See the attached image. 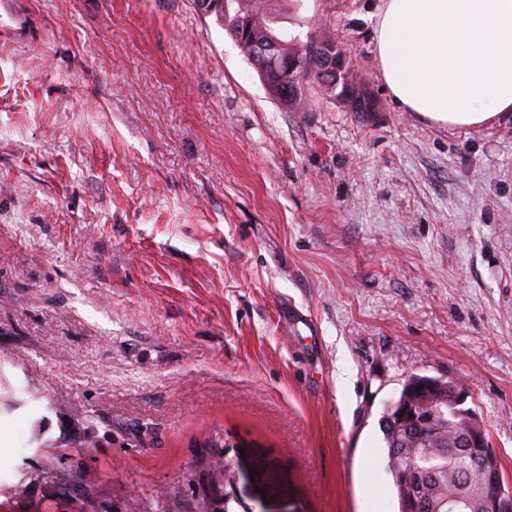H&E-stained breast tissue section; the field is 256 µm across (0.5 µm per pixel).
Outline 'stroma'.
<instances>
[{
	"label": "stroma",
	"instance_id": "stroma-1",
	"mask_svg": "<svg viewBox=\"0 0 512 512\" xmlns=\"http://www.w3.org/2000/svg\"><path fill=\"white\" fill-rule=\"evenodd\" d=\"M380 0H269L378 101L287 112L193 0H0V503L398 512L379 420L470 388L512 484V118L401 109ZM221 485L218 481H215L208 485L202 492L200 499L194 506L195 512H230V510H224L225 505L229 501V497L226 493L220 491Z\"/></svg>",
	"mask_w": 512,
	"mask_h": 512
}]
</instances>
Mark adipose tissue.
Returning <instances> with one entry per match:
<instances>
[{
  "mask_svg": "<svg viewBox=\"0 0 512 512\" xmlns=\"http://www.w3.org/2000/svg\"><path fill=\"white\" fill-rule=\"evenodd\" d=\"M375 48L406 111L459 128L512 112V0H383Z\"/></svg>",
  "mask_w": 512,
  "mask_h": 512,
  "instance_id": "1",
  "label": "adipose tissue"
}]
</instances>
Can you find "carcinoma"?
I'll use <instances>...</instances> for the list:
<instances>
[{"mask_svg": "<svg viewBox=\"0 0 512 512\" xmlns=\"http://www.w3.org/2000/svg\"><path fill=\"white\" fill-rule=\"evenodd\" d=\"M195 5L202 15L214 18L224 28L266 87L276 84L277 68L284 64L289 53L299 50L312 58L319 55L322 45L336 46L328 37L311 38L304 44L287 38L274 60L261 51L266 35L275 32L268 13V0H195ZM312 83L328 98L336 97V90L315 70L299 86L291 111L310 109L309 86ZM431 384L446 385L448 381L420 374L410 376L399 397L391 403L392 412L380 419L389 470L411 472L406 480L401 475L393 477L399 512H494V507L486 502L483 473L473 458L484 450L492 456L496 466H501V462L488 443L482 450L458 447L469 418L454 415V408L450 406L447 424L423 431L402 413L403 405L421 400L425 388ZM451 504L456 508H449Z\"/></svg>", "mask_w": 512, "mask_h": 512, "instance_id": "obj_1", "label": "carcinoma"}]
</instances>
